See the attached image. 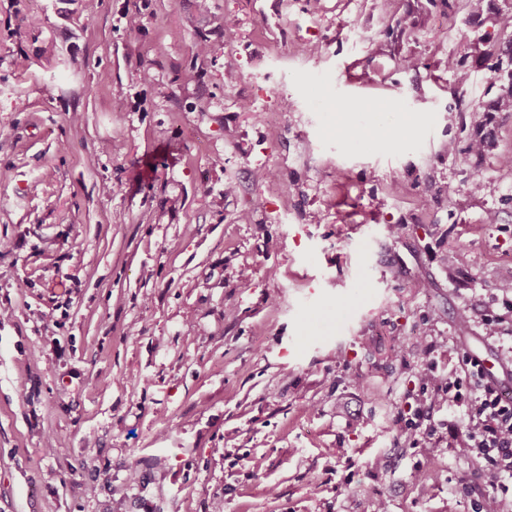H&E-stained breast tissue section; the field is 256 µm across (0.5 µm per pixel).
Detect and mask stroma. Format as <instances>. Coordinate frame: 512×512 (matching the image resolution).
I'll list each match as a JSON object with an SVG mask.
<instances>
[{
    "instance_id": "stroma-1",
    "label": "stroma",
    "mask_w": 512,
    "mask_h": 512,
    "mask_svg": "<svg viewBox=\"0 0 512 512\" xmlns=\"http://www.w3.org/2000/svg\"><path fill=\"white\" fill-rule=\"evenodd\" d=\"M208 5L0 0V512H512L432 391L512 351V0ZM484 44L485 54L495 59L493 71L499 75L495 77L492 87L497 84V91L494 98L473 108L471 112H512V42L498 47L490 40Z\"/></svg>"
}]
</instances>
